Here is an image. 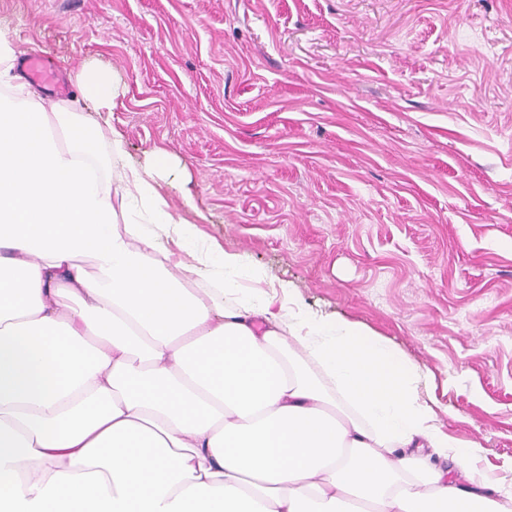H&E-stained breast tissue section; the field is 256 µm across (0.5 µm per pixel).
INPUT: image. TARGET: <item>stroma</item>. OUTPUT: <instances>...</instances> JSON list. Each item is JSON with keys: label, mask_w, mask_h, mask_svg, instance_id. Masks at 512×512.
Returning a JSON list of instances; mask_svg holds the SVG:
<instances>
[{"label": "stroma", "mask_w": 512, "mask_h": 512, "mask_svg": "<svg viewBox=\"0 0 512 512\" xmlns=\"http://www.w3.org/2000/svg\"><path fill=\"white\" fill-rule=\"evenodd\" d=\"M71 86L110 68L127 160L174 216L384 336L512 479V0H0Z\"/></svg>", "instance_id": "35a3bbf8"}]
</instances>
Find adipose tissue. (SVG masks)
Listing matches in <instances>:
<instances>
[{"mask_svg":"<svg viewBox=\"0 0 512 512\" xmlns=\"http://www.w3.org/2000/svg\"><path fill=\"white\" fill-rule=\"evenodd\" d=\"M15 59L0 27V512H512L415 362L172 214L166 149L99 160L110 69L65 116Z\"/></svg>","mask_w":512,"mask_h":512,"instance_id":"ef3b65f1","label":"adipose tissue"}]
</instances>
